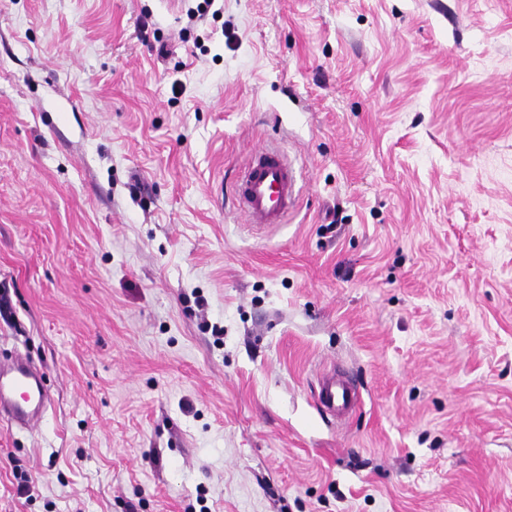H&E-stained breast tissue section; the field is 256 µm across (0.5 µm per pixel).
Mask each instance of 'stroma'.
<instances>
[{"label":"stroma","mask_w":512,"mask_h":512,"mask_svg":"<svg viewBox=\"0 0 512 512\" xmlns=\"http://www.w3.org/2000/svg\"><path fill=\"white\" fill-rule=\"evenodd\" d=\"M197 4L0 0V512H512V0ZM244 175L238 178L239 213L250 224L274 226L299 203L291 163L265 147L253 149ZM44 373L28 361L12 359L0 364V414L11 424L37 423L48 403ZM359 386L348 376L330 370L317 381L316 401L320 409L337 422L351 418L361 404Z\"/></svg>","instance_id":"stroma-1"}]
</instances>
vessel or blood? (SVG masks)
I'll return each instance as SVG.
<instances>
[{"label": "vessel or blood", "mask_w": 512, "mask_h": 512, "mask_svg": "<svg viewBox=\"0 0 512 512\" xmlns=\"http://www.w3.org/2000/svg\"><path fill=\"white\" fill-rule=\"evenodd\" d=\"M239 178L236 201L239 212L252 224L273 226L294 210L299 198L294 169L279 153L259 147ZM316 401L320 409L336 421L351 418L361 404L359 386L348 376L330 370L317 381ZM48 403L44 374L30 362L15 359L0 364V414L8 422L31 426L37 423Z\"/></svg>", "instance_id": "vessel-or-blood-1"}]
</instances>
